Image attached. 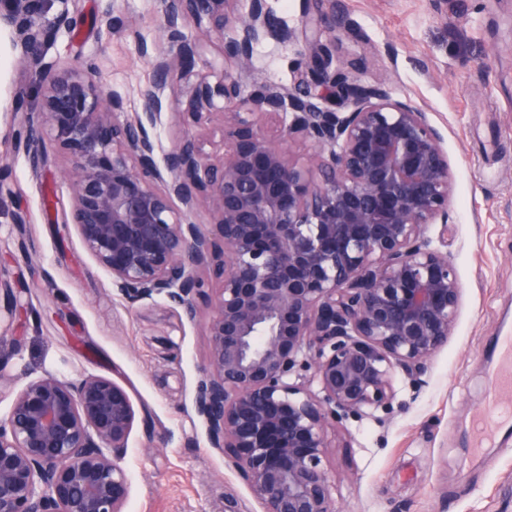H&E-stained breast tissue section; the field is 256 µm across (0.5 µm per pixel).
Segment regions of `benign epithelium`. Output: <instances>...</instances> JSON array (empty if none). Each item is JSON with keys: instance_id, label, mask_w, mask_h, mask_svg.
I'll use <instances>...</instances> for the list:
<instances>
[{"instance_id": "7a95c632", "label": "benign epithelium", "mask_w": 512, "mask_h": 512, "mask_svg": "<svg viewBox=\"0 0 512 512\" xmlns=\"http://www.w3.org/2000/svg\"><path fill=\"white\" fill-rule=\"evenodd\" d=\"M56 1L68 2L6 0L0 11L40 90L15 143L36 166L45 142L64 155V223L127 303L160 298L190 320L196 299L211 304L193 406L263 512H336L329 429L384 423L396 376L420 387L457 322L441 134L426 112L355 80L361 62L338 55L346 22L334 10L304 11L297 30L274 23L267 0H159V36L141 46L153 80L142 111L127 112L95 62H44L50 36L75 23ZM190 21L222 40V61L209 63L221 75L169 96L174 71L207 53L185 35ZM268 39L300 43L305 73L245 98ZM171 105L187 134L160 166L149 127ZM215 129L217 160L204 139ZM298 140L312 152L292 154ZM205 269L220 279L212 295ZM0 291V320L13 321L20 300L6 281ZM135 418L106 377L24 384L0 420V512H124L119 451Z\"/></svg>"}]
</instances>
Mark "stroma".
I'll list each match as a JSON object with an SVG mask.
<instances>
[{"instance_id": "35a3bbf8", "label": "stroma", "mask_w": 512, "mask_h": 512, "mask_svg": "<svg viewBox=\"0 0 512 512\" xmlns=\"http://www.w3.org/2000/svg\"><path fill=\"white\" fill-rule=\"evenodd\" d=\"M77 27L49 42L46 63L94 59L102 81L136 112L152 78L140 55L159 27L157 0H70ZM348 22L343 54L356 79L384 84L426 112L443 137L455 180L448 239L462 288L456 328L427 364L419 390L400 385L390 420L348 421L330 432L328 466L338 512H512V430L473 446L472 422L495 364L496 336L512 334V0H320ZM134 18L113 34L108 14ZM298 45L266 41L260 81L293 86ZM19 49L0 28V278L23 308L0 333V364L16 383L52 374L100 375L130 396L136 421L123 464L125 512H262L241 477L210 448L193 408L209 355L211 310L195 320L162 302L127 305L61 213L71 205L63 157L32 166L14 147L17 98L38 86L16 66Z\"/></svg>"}]
</instances>
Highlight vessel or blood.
I'll return each instance as SVG.
<instances>
[{
	"mask_svg": "<svg viewBox=\"0 0 512 512\" xmlns=\"http://www.w3.org/2000/svg\"><path fill=\"white\" fill-rule=\"evenodd\" d=\"M500 365L488 386L487 402L474 420L476 437L512 427V336L499 339Z\"/></svg>",
	"mask_w": 512,
	"mask_h": 512,
	"instance_id": "1",
	"label": "vessel or blood"
}]
</instances>
